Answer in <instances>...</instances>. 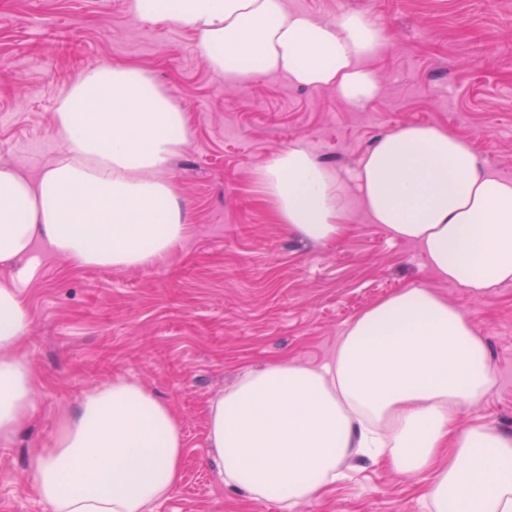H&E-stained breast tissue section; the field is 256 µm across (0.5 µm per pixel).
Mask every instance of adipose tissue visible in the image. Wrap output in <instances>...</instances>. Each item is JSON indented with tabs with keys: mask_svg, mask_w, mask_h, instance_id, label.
Wrapping results in <instances>:
<instances>
[{
	"mask_svg": "<svg viewBox=\"0 0 512 512\" xmlns=\"http://www.w3.org/2000/svg\"><path fill=\"white\" fill-rule=\"evenodd\" d=\"M142 21L192 32L208 68L235 82L287 75L374 99L362 62L386 40L360 12L330 22L285 0H131ZM66 155L37 179L0 166V269L36 243L85 266L147 267L187 233L188 215L164 174L188 140L178 103L141 68L105 63L82 72L54 114ZM281 223L311 242L337 239L347 210L334 171L303 142L259 169ZM371 223L418 243L436 275L473 297L512 282V181L490 171L470 142L437 125L379 138L355 174ZM0 281V445L32 410L33 373L17 348L31 314ZM495 384L487 342L433 288L414 281L360 311L328 362L280 358L242 374L210 399L206 441L225 488L280 512L341 479L351 459L421 476L432 512H512V433L459 414ZM180 417L146 385L117 376L62 409L25 481L48 512H155L182 480Z\"/></svg>",
	"mask_w": 512,
	"mask_h": 512,
	"instance_id": "ef3b65f1",
	"label": "adipose tissue"
}]
</instances>
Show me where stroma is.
I'll return each mask as SVG.
<instances>
[{
	"mask_svg": "<svg viewBox=\"0 0 512 512\" xmlns=\"http://www.w3.org/2000/svg\"><path fill=\"white\" fill-rule=\"evenodd\" d=\"M322 21L363 11L387 40L366 66L378 96L364 105L283 74L235 84L213 74L186 29L143 22L126 0H0V164L37 177L65 145L53 124L76 75L134 64L174 91L188 143L168 174L191 222L183 245L146 268L86 267L36 246L22 283L32 325L20 343L38 377L28 426L0 445V512H47L24 483L31 449L49 444L58 411L122 375L181 418L184 478L156 512H279L228 490L205 443L208 400L247 369L285 357L315 367L351 319L420 281L486 337L495 385L466 422L512 433V283L476 299L440 279L421 248L370 223L353 177L376 140L408 123L468 139L512 181V0H286ZM341 176L348 221L313 243L276 223L255 170L294 140ZM419 477L350 462L345 479L295 512H426Z\"/></svg>",
	"mask_w": 512,
	"mask_h": 512,
	"instance_id": "obj_1",
	"label": "stroma"
}]
</instances>
